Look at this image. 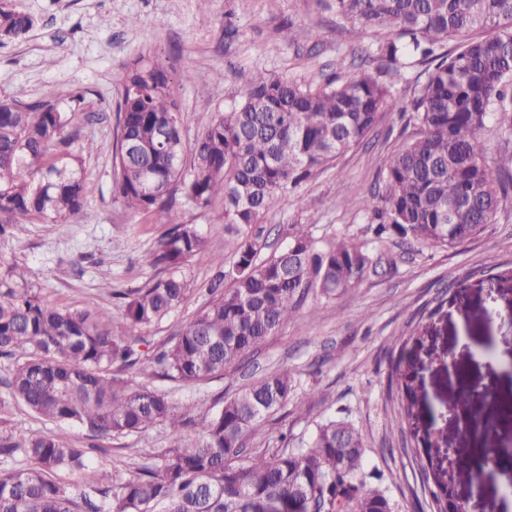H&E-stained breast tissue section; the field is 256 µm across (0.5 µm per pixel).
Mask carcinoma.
Instances as JSON below:
<instances>
[{"label":"carcinoma","instance_id":"carcinoma-1","mask_svg":"<svg viewBox=\"0 0 512 512\" xmlns=\"http://www.w3.org/2000/svg\"><path fill=\"white\" fill-rule=\"evenodd\" d=\"M359 40L370 30L381 67L318 85L257 72L242 98L219 112L186 144L181 106L160 64L141 57L120 72L112 143V192L134 212L170 228L154 263L166 274L126 295L125 336L112 334L104 308L71 310L42 299L30 272L13 266L0 275V357L12 360L11 398L46 420L73 423L92 435H132L155 424L169 429L170 446L118 483L88 472L85 452L50 434L0 443V512H390L387 498L364 492V442L348 421L329 418L300 448L250 453L253 428L288 403L295 381L271 373L241 388L183 439L168 395L135 388L112 375L140 354L129 338L175 312L190 292L183 268L205 251L196 224L176 209L181 197L198 208L220 199L210 220L230 236L235 260L219 266L212 299L160 351L161 374L202 383L239 362L294 318L314 292L327 299L357 287L380 261L346 236L325 248L307 224H292L288 243L265 255L262 219L295 191L361 144L378 115L397 111L417 131L385 161L381 184L355 203L375 225L411 246L451 248L498 221L512 190V152L488 165L482 139L491 117L512 130V0H328ZM34 21L0 3V40L25 37ZM419 58L426 80L405 102L394 92L405 61ZM68 114L50 101L25 106L0 101V238L19 217L63 229L84 207L82 153L71 150ZM231 286L222 288L224 279ZM416 390L399 388L402 421L417 419ZM61 472L86 473L76 491ZM437 512H448L442 471L428 463Z\"/></svg>","mask_w":512,"mask_h":512}]
</instances>
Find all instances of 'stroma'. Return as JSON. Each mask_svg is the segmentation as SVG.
<instances>
[{
	"label": "stroma",
	"instance_id": "1",
	"mask_svg": "<svg viewBox=\"0 0 512 512\" xmlns=\"http://www.w3.org/2000/svg\"><path fill=\"white\" fill-rule=\"evenodd\" d=\"M30 14L35 27L22 40L0 45V99L20 103L48 100L69 113L73 130L97 149L85 157V206L65 229L51 224H16L0 239V273L10 265L28 267L32 286L56 306L104 307L112 313L115 335L124 332L123 293L158 277L153 253L166 232L151 216L133 212L112 194V140L123 63L142 54L161 57L181 102L186 142L215 113L239 100L247 78L262 71L302 84H317L342 68L352 76L375 39L354 40L349 25L322 0H7ZM292 25L285 41L280 29ZM223 81H216V70ZM192 79L179 82L183 71ZM398 113L383 112L366 144L353 147L332 166L282 198L264 223L271 247H283L288 227L309 225L319 245L347 235L388 264L359 287L326 299L308 296L294 320L266 336L237 365L201 384L159 377L154 359L164 344L209 300L215 267L209 257L232 263L224 227L206 211L179 205L184 220L198 224L204 254L184 268L191 291L168 318L144 328L131 369L113 367L115 376L168 393L187 424L186 440L197 437L193 419L216 408L255 377L289 372L295 389L288 404L263 420L248 447L264 451L282 442H307L328 418L351 422L364 444V484L388 499L391 512H434L431 486L421 468L426 457L446 465L451 498L480 512L494 501L497 512H512V497L500 495L501 479L483 485L461 473L477 457L478 435L462 437L447 409L461 389L496 375L494 396L476 398L482 420L495 423L498 403L512 402V285L492 277L512 262V196L497 223L452 249L407 248L400 238L377 241L368 218L355 203L374 189L387 157L408 139ZM8 363L0 360V438L14 428L51 433L75 448L98 445L91 470L126 480L139 463L169 447L167 428L158 424L138 435L88 437L76 426L54 423L12 401ZM416 388L419 417L400 426L394 408L399 383ZM454 449L446 457V449Z\"/></svg>",
	"mask_w": 512,
	"mask_h": 512
}]
</instances>
